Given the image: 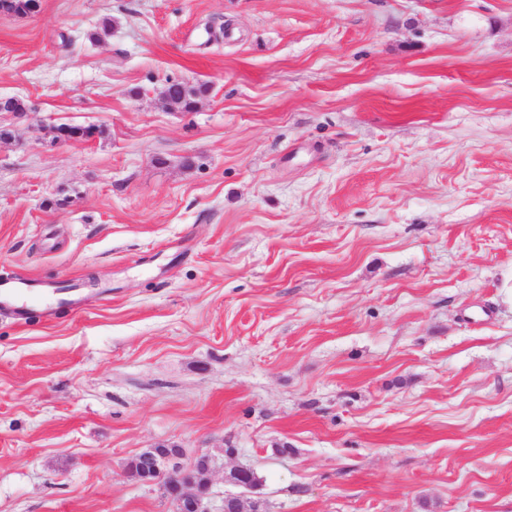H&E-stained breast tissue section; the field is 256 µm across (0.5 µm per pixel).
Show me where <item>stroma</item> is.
<instances>
[{"mask_svg":"<svg viewBox=\"0 0 512 512\" xmlns=\"http://www.w3.org/2000/svg\"><path fill=\"white\" fill-rule=\"evenodd\" d=\"M39 2L0 13V278L43 292L0 308V512H174L126 472L160 447L211 512H512V0ZM183 83L178 81H168L162 94L167 97L173 104L179 105L185 111H191L196 103V97L204 94L207 88L200 85L191 87L189 92H183Z\"/></svg>","mask_w":512,"mask_h":512,"instance_id":"35a3bbf8","label":"stroma"}]
</instances>
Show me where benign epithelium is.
<instances>
[{
  "mask_svg": "<svg viewBox=\"0 0 512 512\" xmlns=\"http://www.w3.org/2000/svg\"><path fill=\"white\" fill-rule=\"evenodd\" d=\"M95 135L90 127H59L56 139L69 142L76 138L89 140ZM155 464L151 472L144 475L147 483L161 485L164 495L176 504L177 512H212L208 507L210 492L206 477L208 470L185 469L179 463L178 449L154 451Z\"/></svg>",
  "mask_w": 512,
  "mask_h": 512,
  "instance_id": "1",
  "label": "benign epithelium"
}]
</instances>
